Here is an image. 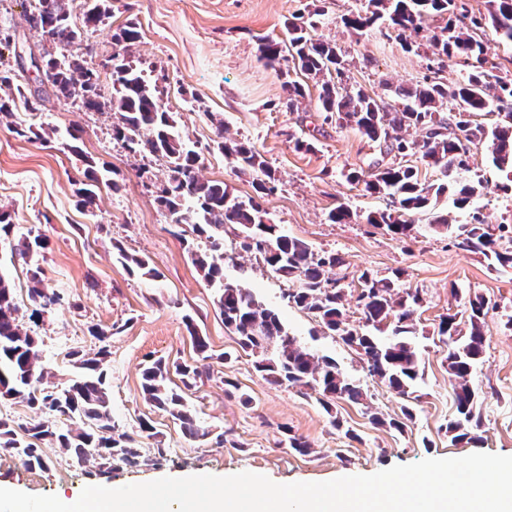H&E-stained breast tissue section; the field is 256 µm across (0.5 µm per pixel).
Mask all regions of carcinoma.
<instances>
[{"mask_svg":"<svg viewBox=\"0 0 512 512\" xmlns=\"http://www.w3.org/2000/svg\"><path fill=\"white\" fill-rule=\"evenodd\" d=\"M74 3L75 0H39L40 7L30 21L47 41L66 48L79 40V31L93 32L112 17L109 0H93L91 7L82 11L78 25L73 21ZM489 5L488 16L470 18L466 0H369V10L344 18V26L353 31L385 22L411 51L415 44L409 41L410 35L427 31L430 18L446 17L445 25L427 36L432 50L428 69L436 73L447 60L460 57L469 66L466 77L456 83L427 78L421 84L399 87L394 90L397 103L393 105L362 89L346 87L344 63L336 44L312 37L301 25L289 24L285 41L259 39V59L280 77L291 68L313 79L336 75L334 80H322L318 94L320 109L355 125L370 142L388 153L418 154L425 165L445 173L452 167L466 171L471 146L486 139L492 165L511 174L512 78L503 79L486 68L484 46L475 33L486 20L503 39L512 42V0H490ZM140 37L139 27L131 21L112 35L116 51L112 57L113 92L109 100L101 99L97 92L100 73L71 55H41L44 82L58 99L76 101L90 112L109 108L118 113L112 136L130 151L168 159V175L157 185L156 201L175 216V224L191 225L193 233L206 240L203 249L186 243L187 252L197 272L217 288V305L224 326L237 335L241 349L255 357V369L272 384L317 392L328 411L336 399L361 405L366 401L361 385L346 376L334 358L307 349L288 333L272 309L247 289L224 278L227 224L237 226L242 250L255 254L276 276L293 284L285 294L288 303L311 313L324 332L340 337L357 351L370 376L397 394L409 396L422 377L413 320L420 302L418 294L397 287L391 278L364 271L355 298L364 325H350L342 278L326 276L327 270L343 266L341 258L320 254L306 241L281 233L278 225L266 222L265 212L254 198L243 201L231 195L224 183L198 178L201 150L183 137L158 86L145 80L125 57V52ZM3 88L10 90L7 96H0V115L4 117L11 115L19 101L30 111L38 110L37 104L43 101L40 95L29 97L22 86L14 85V74L4 65L0 67V90ZM494 110L497 121L490 130L472 125L471 113ZM410 127L424 132L421 142H409L401 136ZM213 144L239 170L262 174L253 182V188L257 196L265 194L271 171L255 147L224 139L221 129ZM86 179L87 183L76 194L79 204L89 210L95 203L94 187L102 182V174L90 164ZM347 179L364 184L368 193L384 191L389 195L391 208L369 214L367 221L385 227L397 237L408 235L414 215L437 204L440 198L453 197L454 207L462 210L477 192L475 184L452 176L438 184L425 183L417 168L405 165L386 167L371 180L355 171ZM434 224L453 238L457 248L481 254L499 267L512 268V249L502 244L504 235L494 234L482 214L471 215L465 224H455L450 215H441ZM45 248L44 239L29 234L13 240L11 245V260L29 266L32 319L40 316L44 302L52 296L44 287L37 260ZM113 248L117 263L128 273L137 271L151 279L160 277L145 259L129 253L120 244ZM493 308L495 304L482 294L469 297V328L464 335L455 313L442 317L439 323V335L456 337L445 356L454 406L445 431L454 443L478 440L480 392L474 375L486 343L485 319ZM187 329L202 359L212 358L207 337L190 323ZM38 345V338L32 336L20 316L14 288L0 275V394L19 399L40 413L65 415L81 422L93 420L96 426L79 425L59 431L50 421L41 419L17 428L13 422L0 418V452L17 458L27 468L42 467L44 459L38 442L50 438L79 462L92 458L105 465L117 459L138 463L143 458L139 442L111 423L103 371L108 357L106 347H100L93 357L72 353L78 372L68 386L57 389L46 381ZM202 374L197 366L171 365L157 359L144 368L141 383L145 400L168 414L185 436L197 439L207 438L210 431L187 401L184 390L191 388ZM174 375L180 378L181 385H173Z\"/></svg>","mask_w":512,"mask_h":512,"instance_id":"1","label":"carcinoma"}]
</instances>
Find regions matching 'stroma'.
I'll list each match as a JSON object with an SVG mask.
<instances>
[{
	"label": "stroma",
	"mask_w": 512,
	"mask_h": 512,
	"mask_svg": "<svg viewBox=\"0 0 512 512\" xmlns=\"http://www.w3.org/2000/svg\"><path fill=\"white\" fill-rule=\"evenodd\" d=\"M111 5L108 24L67 49L101 71L100 96L112 95V34L125 20H135L142 37L128 56L156 80L181 129L202 147L199 177L223 181L244 200L254 194L252 174L240 173L220 153L206 149L215 137L216 120H223L225 137L254 146L272 172L271 189L260 200L270 222L315 250L341 256L348 292L357 291L358 277L367 270L381 277L398 275L401 287L418 293L414 320L423 376L407 400L370 377L365 363L339 337L324 333L309 313L288 305L283 298L288 282L241 251L230 227L224 231V248L232 256L225 277L278 312L302 343L334 357L362 385L369 404L340 402L328 412L315 392L268 383L245 353L220 360V353L236 350V336L224 325L215 288L192 265L172 215L155 200L167 163L113 140L115 114L87 112L51 97L38 113L20 106L0 121V210L10 214L15 234L47 240L43 278L60 297L31 324L42 363L52 382L64 385L72 373L69 353L93 352L101 344L93 330H107L103 344L109 349L105 370L112 419L120 430L139 435L142 448H161L165 454L156 465L117 461L104 468L94 459L73 461L45 441L41 468H24L0 453V484L35 495H71L88 485L117 488L166 476L245 471L285 484L370 475L395 465L477 452L512 456V327L507 324L512 269H495L482 255L456 248L446 233L433 231L436 216L449 213L460 224L469 219L467 211L453 208L445 198L415 215L408 237L397 239L368 224L367 214L388 208L390 200L367 194L362 185L347 180L348 172L367 179L400 163L418 167L422 181L438 183L440 170L421 165L415 155L380 151L354 127L320 112L316 80H308L309 93L297 107L287 108L284 80L259 62L257 40L284 39L286 22L317 17L315 34L335 42L349 86L386 102L393 88L424 81V53L407 50L379 25L359 32L346 29L342 17L367 9L368 0H112ZM34 7L33 0H0V30L10 36L0 60L31 91L42 87L31 58L51 48L26 21ZM17 126L26 129V136L14 134ZM74 129L82 140L78 155L65 146ZM299 140L304 149L296 148ZM87 156L108 167L110 180L98 190L90 212L78 206L75 196L85 179ZM470 168L482 181L472 207L488 223H503L512 193L504 189L505 173L492 166L488 145L472 150ZM340 204L351 217L335 224L328 212ZM116 242L144 257L159 271V279L123 270L112 256ZM474 294L496 300L499 308L485 320L487 341L476 370L482 391L480 439L454 444L444 430L454 407L446 348L437 330L442 315L464 312ZM189 319L215 354L209 376L188 392L212 431L204 440L185 437L165 412L144 400L141 390V370L149 358L199 362L185 326ZM406 406L414 413L409 421L402 414ZM373 410L387 420H404L403 430L373 424ZM144 420L152 426L150 433L140 431ZM287 429L310 444V454L283 443Z\"/></svg>",
	"instance_id": "1"
}]
</instances>
